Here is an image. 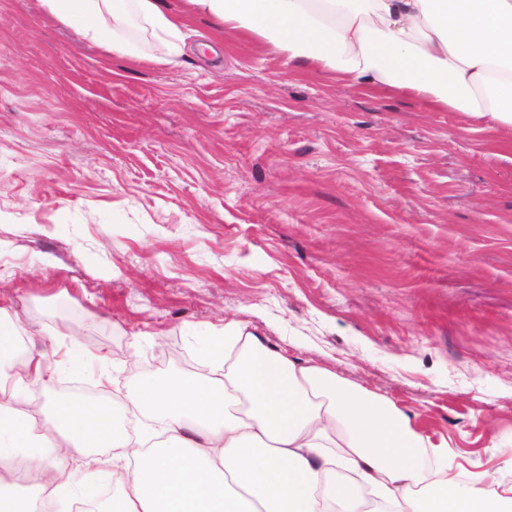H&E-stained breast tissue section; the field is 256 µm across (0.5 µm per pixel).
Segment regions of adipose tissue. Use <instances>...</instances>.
<instances>
[{"instance_id": "obj_1", "label": "adipose tissue", "mask_w": 512, "mask_h": 512, "mask_svg": "<svg viewBox=\"0 0 512 512\" xmlns=\"http://www.w3.org/2000/svg\"><path fill=\"white\" fill-rule=\"evenodd\" d=\"M220 27L260 36L288 59L434 111L512 126V0H186ZM82 39L132 54L136 17L178 64L180 22L165 0H38ZM203 374H147L123 398L145 418L116 428L96 399L55 390L97 367L102 395L117 362L34 336L0 306V512H36L13 496L23 465L48 512H496L512 503L497 471L463 478L386 396L263 345L242 323L205 337Z\"/></svg>"}]
</instances>
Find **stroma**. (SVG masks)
<instances>
[{"label":"stroma","instance_id":"stroma-1","mask_svg":"<svg viewBox=\"0 0 512 512\" xmlns=\"http://www.w3.org/2000/svg\"><path fill=\"white\" fill-rule=\"evenodd\" d=\"M182 22L166 66L0 0V303L120 358L118 401L246 323L512 484V127Z\"/></svg>","mask_w":512,"mask_h":512}]
</instances>
